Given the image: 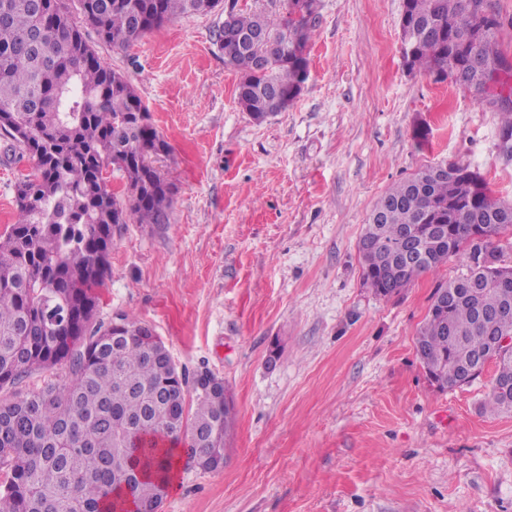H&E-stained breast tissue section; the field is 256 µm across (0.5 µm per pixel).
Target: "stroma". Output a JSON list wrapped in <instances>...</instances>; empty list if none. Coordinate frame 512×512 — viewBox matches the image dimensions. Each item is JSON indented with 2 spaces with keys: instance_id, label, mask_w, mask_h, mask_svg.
<instances>
[{
  "instance_id": "35a3bbf8",
  "label": "stroma",
  "mask_w": 512,
  "mask_h": 512,
  "mask_svg": "<svg viewBox=\"0 0 512 512\" xmlns=\"http://www.w3.org/2000/svg\"><path fill=\"white\" fill-rule=\"evenodd\" d=\"M402 12L319 0L309 78L261 123L237 104L223 13L124 49L84 29L167 141L157 166L173 190L165 224L115 229L97 318L152 326L187 373L223 379L236 412L223 467L180 457L162 512H512V415L482 408L494 366L440 391L415 349L465 258L389 298L362 276L373 205L425 165L470 167L512 202L498 104L407 70ZM32 172L0 136V233Z\"/></svg>"
}]
</instances>
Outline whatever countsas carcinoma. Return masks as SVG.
Instances as JSON below:
<instances>
[{
	"label": "carcinoma",
	"mask_w": 512,
	"mask_h": 512,
	"mask_svg": "<svg viewBox=\"0 0 512 512\" xmlns=\"http://www.w3.org/2000/svg\"><path fill=\"white\" fill-rule=\"evenodd\" d=\"M0 0V114L11 141L31 158L35 174L16 184L14 224L0 234V389L35 373L64 366L67 372L37 390L0 399V512H115L114 495L128 487L132 512H155L176 467V449L194 430L196 465L224 466L225 437L234 420L224 385H203L183 411L186 374L169 359H153L139 325L120 316L125 329L94 323L96 300L108 269L97 271L96 245L109 248L120 224L164 222L172 189L155 166L168 144L150 121L131 81L105 65L86 41L76 18L115 48L181 15L203 11L204 0ZM317 0H288L279 17L237 9L239 34L280 43L265 55L263 42L219 38L224 62L240 73L237 100L253 120L284 112L309 77ZM500 22L488 0H404L402 54L406 67L432 73L477 95L508 87L512 71L495 38ZM118 172L124 196L114 195L104 174ZM512 222V204L493 199L484 178L456 162L428 165L388 189L374 204L359 240L363 278L382 298L400 293L421 274L437 270L464 247L467 274L437 288L456 294L447 306L431 303L416 336L420 362L465 363L488 346L475 307L496 309L497 235L480 244L471 226ZM411 229L417 240L405 256L366 250L367 240L394 242ZM484 282L473 298L466 275ZM91 303L86 334L70 341L61 327L70 303ZM499 374L484 406L512 413L502 390L512 384V354L497 362Z\"/></svg>",
	"instance_id": "carcinoma-1"
}]
</instances>
